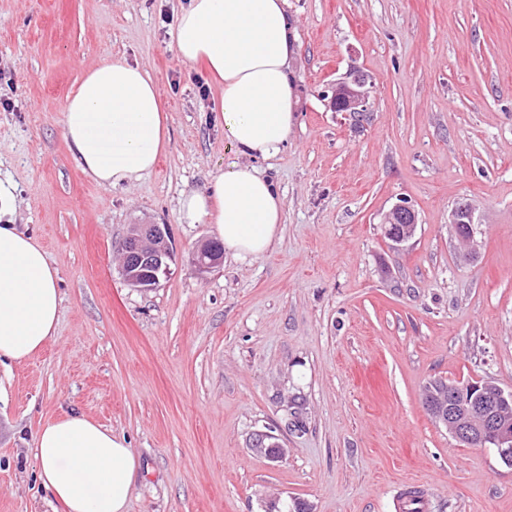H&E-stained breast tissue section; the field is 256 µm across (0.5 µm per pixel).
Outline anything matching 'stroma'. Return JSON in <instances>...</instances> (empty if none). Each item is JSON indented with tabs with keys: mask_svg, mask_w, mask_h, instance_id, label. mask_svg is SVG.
I'll list each match as a JSON object with an SVG mask.
<instances>
[{
	"mask_svg": "<svg viewBox=\"0 0 512 512\" xmlns=\"http://www.w3.org/2000/svg\"><path fill=\"white\" fill-rule=\"evenodd\" d=\"M187 0H0V179L12 220L57 268L55 337L0 363V512H56L38 480L42 425L76 410L132 448L127 512H391L416 487L430 512H512V468L465 446L421 402L436 378L512 389V0H287L296 120L252 163L284 208L262 256L189 261L214 238L179 219L183 193L239 157L203 66L181 62ZM150 70L171 143L129 186L104 188L62 137L63 108L106 58ZM372 83L354 122L321 92ZM407 201L415 237L394 249L384 213ZM469 204L477 257L450 225ZM165 224L175 257L148 291L116 251L133 224ZM275 429L289 454L250 449Z\"/></svg>",
	"mask_w": 512,
	"mask_h": 512,
	"instance_id": "1",
	"label": "stroma"
}]
</instances>
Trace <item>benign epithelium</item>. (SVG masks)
Instances as JSON below:
<instances>
[{
    "mask_svg": "<svg viewBox=\"0 0 512 512\" xmlns=\"http://www.w3.org/2000/svg\"><path fill=\"white\" fill-rule=\"evenodd\" d=\"M330 107L345 112L356 122L365 120L370 110V87L365 75L353 71L336 80L330 87ZM456 238L461 243L459 258L470 260L478 254L477 228L470 207L464 203L451 214ZM415 211L404 203L394 205L383 221L384 237L397 249L414 238L417 231ZM223 244L209 240L196 249L191 264L201 273L219 266L223 261ZM119 267L126 282L134 288L152 289L160 278L170 273L174 259L169 228L165 224H137L135 232L126 236L118 250ZM150 268L149 279L140 281L133 270ZM427 414L445 427L459 442L497 450L500 459L512 467V391L490 381L465 382L432 388L423 402ZM253 444L263 449L277 446V453L268 457L271 463L286 458L289 449L279 438L267 431L258 432Z\"/></svg>",
    "mask_w": 512,
    "mask_h": 512,
    "instance_id": "obj_1",
    "label": "benign epithelium"
}]
</instances>
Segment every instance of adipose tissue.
I'll list each match as a JSON object with an SVG mask.
<instances>
[{"label":"adipose tissue","mask_w":512,"mask_h":512,"mask_svg":"<svg viewBox=\"0 0 512 512\" xmlns=\"http://www.w3.org/2000/svg\"><path fill=\"white\" fill-rule=\"evenodd\" d=\"M173 37L183 63H204L219 79L224 137L245 158L182 195L179 219L212 220L225 250L263 255L283 204L251 160L275 156L295 118L286 0H188ZM168 120L149 72L108 58L90 67L68 98L62 136L85 173L115 188L153 170L170 146ZM14 202L13 185L0 181V360L22 363L54 338L62 297L44 249L12 223ZM35 452L43 487L66 512H126L138 461L110 428L69 412L42 427Z\"/></svg>","instance_id":"ef3b65f1"}]
</instances>
